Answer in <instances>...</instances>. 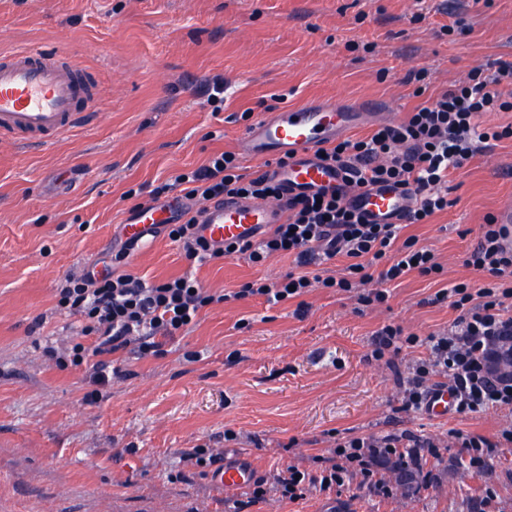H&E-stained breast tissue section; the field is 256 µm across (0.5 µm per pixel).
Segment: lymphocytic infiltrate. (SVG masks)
<instances>
[{
  "label": "lymphocytic infiltrate",
  "instance_id": "1",
  "mask_svg": "<svg viewBox=\"0 0 512 512\" xmlns=\"http://www.w3.org/2000/svg\"><path fill=\"white\" fill-rule=\"evenodd\" d=\"M493 74L472 72L462 82L441 92L434 100L416 107L398 124L384 125L369 136L342 139L325 147L328 161L341 167L358 185H384L410 193L414 206L403 224H423L448 206L441 191L452 169L495 143L512 138V127H481L482 113L512 109L498 85L512 78V62L496 61ZM181 186L188 200L210 201L224 195L280 202L287 217L256 242L214 247L197 237L194 219L167 225L169 239L187 260L206 262L244 255L261 264L278 255L294 257V270L278 281L244 283L238 297L260 296L266 301L288 302L313 288H333L349 293L361 290V302L384 303L385 284L410 274L432 276L443 267L435 252L415 237H402L403 224H372L362 220L335 192L285 196L269 175L243 173L239 157L231 151L215 152L199 167L179 173L173 183L156 186L151 200L167 196ZM505 231L494 222L481 225L479 240L464 264L481 273V281L462 280L436 292L435 301H449L458 313L448 331L420 337L387 324L375 333L370 356L374 360L396 357L403 349L423 345L427 359L417 361L402 389L401 407L423 409L435 386L448 388L455 398L454 412L469 417L488 410H512V250L502 240ZM134 250L123 243L102 267L70 276L59 291V307L84 317V335L92 349L75 345L72 364L83 363L86 352L97 355L93 379L108 383L105 358L138 344L143 353L159 354V336L171 337L193 324L208 307L227 297L207 291L195 279L179 276L145 283L120 273ZM347 258L341 276L317 274V266ZM433 439L392 434L350 436L331 449L318 471L288 466L276 477L275 488L256 481L250 499H266L269 491L291 501L307 492L342 485L356 474L371 480L375 467L396 455L398 448L434 447Z\"/></svg>",
  "mask_w": 512,
  "mask_h": 512
}]
</instances>
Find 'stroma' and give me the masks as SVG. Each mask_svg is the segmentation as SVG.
Masks as SVG:
<instances>
[{"instance_id": "obj_1", "label": "stroma", "mask_w": 512, "mask_h": 512, "mask_svg": "<svg viewBox=\"0 0 512 512\" xmlns=\"http://www.w3.org/2000/svg\"><path fill=\"white\" fill-rule=\"evenodd\" d=\"M22 48L66 50L95 71L101 95L97 118L54 144L0 149V512H226L244 489L224 488L184 453H243L269 480L293 464L315 469L339 438L387 433L436 442L410 486L382 470L385 494L354 476L247 512H476L483 499L512 512V445L492 449L477 476L448 444L453 429L496 437L512 413L404 411L400 380L426 348L389 364L369 357L383 325L425 337L456 318L432 297L472 278L463 261L479 225L512 202L510 139L451 171L447 209L403 229L444 272L388 284L384 304L327 288L278 305L231 299L164 339L163 355L133 345L111 355L101 388L95 356L59 363L91 339L80 315L57 306L68 275L120 248L144 187L241 152L243 111L375 99L380 113L352 133L370 135L471 71L512 60V0H0V52ZM412 70L425 80L406 82ZM215 76L218 110L207 93ZM294 267L288 256L193 264L162 230L128 265L148 282L190 273L228 294Z\"/></svg>"}]
</instances>
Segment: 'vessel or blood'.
Instances as JSON below:
<instances>
[{
  "instance_id": "b4317fda",
  "label": "vessel or blood",
  "mask_w": 512,
  "mask_h": 512,
  "mask_svg": "<svg viewBox=\"0 0 512 512\" xmlns=\"http://www.w3.org/2000/svg\"><path fill=\"white\" fill-rule=\"evenodd\" d=\"M97 102L90 75L62 50L0 54L1 145L28 149L52 144L91 120ZM369 111L366 104L348 106L326 99L268 113L244 137V151L259 163L287 157L288 165L278 176L288 191L338 188L342 181L336 168L322 161L319 151L358 128ZM347 197L377 224L397 222L408 209L405 197L389 187H351ZM183 207L179 200L141 207L126 219L125 239L144 242L152 229L173 223ZM283 220L278 205L226 196L209 201L198 224L210 242H246ZM452 407L447 388L437 387L428 396L426 412L444 419ZM256 477V468L241 454L225 458L218 474L229 489L246 486Z\"/></svg>"
}]
</instances>
